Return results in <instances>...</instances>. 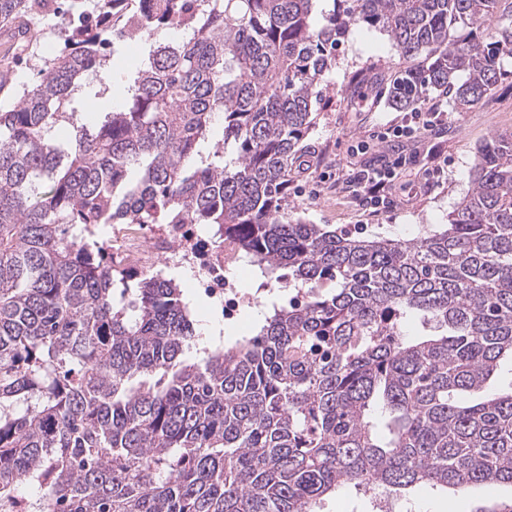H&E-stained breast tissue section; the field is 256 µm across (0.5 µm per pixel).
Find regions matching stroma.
<instances>
[{"label": "stroma", "mask_w": 512, "mask_h": 512, "mask_svg": "<svg viewBox=\"0 0 512 512\" xmlns=\"http://www.w3.org/2000/svg\"><path fill=\"white\" fill-rule=\"evenodd\" d=\"M86 7V0H58L53 13L28 16L9 26L0 23V72L12 74L9 86L0 89V107L14 105L23 85L36 79L44 36ZM403 64L390 38L378 30L353 26L339 39L336 66L320 83L327 105L308 136V162L288 184L285 202L290 216L309 224L356 227L401 239L418 236L426 225L447 223L449 213L471 186L477 147L493 136L512 133V61H505L492 92L470 111H454L447 99H440L441 110L448 114L447 125L422 139L382 141L376 134L384 124L400 123L404 116L388 105L385 92L388 76ZM414 153L420 154V162L400 172L398 181L406 190L394 196L391 210L364 211L352 194L336 190L335 173ZM215 232L212 224L185 225L178 250L163 259L143 254L131 268L140 274L159 271L178 280L185 296H201L197 318L210 314L223 322V309L212 303L210 295L201 294L197 281L201 268L221 256ZM229 273L248 298L236 322L224 327L227 337L236 339L257 330L254 313H267L269 300L279 290L262 287L260 274L245 263L231 266ZM487 497L479 486L448 496L421 489L412 494L411 503L415 512H474Z\"/></svg>", "instance_id": "stroma-1"}]
</instances>
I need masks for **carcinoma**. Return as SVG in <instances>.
<instances>
[{"instance_id": "1", "label": "carcinoma", "mask_w": 512, "mask_h": 512, "mask_svg": "<svg viewBox=\"0 0 512 512\" xmlns=\"http://www.w3.org/2000/svg\"><path fill=\"white\" fill-rule=\"evenodd\" d=\"M45 2L0 0V21ZM89 2L0 112V512H322L349 485L512 486V384L489 390L512 363V134L413 239L282 208L347 26L406 61L393 108L437 91L465 112L512 58L503 0H338L319 27L316 0ZM170 29L188 38L88 119L76 90L111 38ZM100 224H215L304 301L190 363L183 292L157 273L115 299Z\"/></svg>"}]
</instances>
